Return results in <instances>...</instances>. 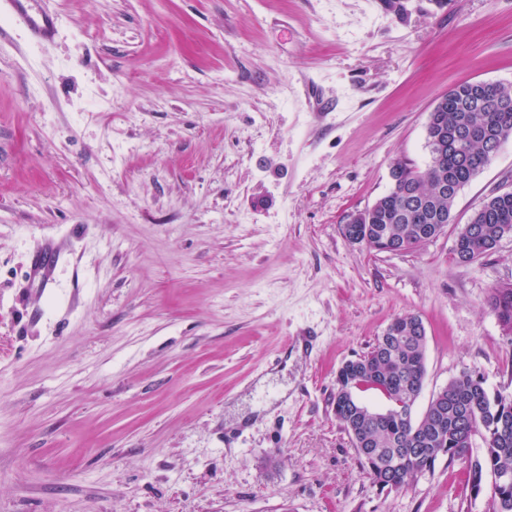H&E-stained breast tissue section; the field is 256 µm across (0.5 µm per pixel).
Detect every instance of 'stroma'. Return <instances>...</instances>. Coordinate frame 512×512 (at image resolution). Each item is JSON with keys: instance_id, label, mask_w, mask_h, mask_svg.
I'll list each match as a JSON object with an SVG mask.
<instances>
[{"instance_id": "obj_1", "label": "stroma", "mask_w": 512, "mask_h": 512, "mask_svg": "<svg viewBox=\"0 0 512 512\" xmlns=\"http://www.w3.org/2000/svg\"><path fill=\"white\" fill-rule=\"evenodd\" d=\"M0 16V512H487L467 465L379 490L336 372L396 317L426 328L413 407L462 372L512 393L489 304L512 236L457 227L512 191V140L405 253L342 228L430 161L465 81L512 83V0H47ZM65 258L54 288L29 256ZM42 0H1L0 13L11 16L15 26L27 31L30 39L36 43H52L56 31V18L40 6ZM506 233L512 235V192L487 197L468 223L459 225L455 243L461 253L477 260L491 252Z\"/></svg>"}]
</instances>
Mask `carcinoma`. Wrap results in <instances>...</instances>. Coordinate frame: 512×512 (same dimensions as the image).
<instances>
[{
    "instance_id": "cac0c4a2",
    "label": "carcinoma",
    "mask_w": 512,
    "mask_h": 512,
    "mask_svg": "<svg viewBox=\"0 0 512 512\" xmlns=\"http://www.w3.org/2000/svg\"><path fill=\"white\" fill-rule=\"evenodd\" d=\"M498 96L476 99L474 83L463 82L446 93L447 102L430 112L432 123L448 132L461 120L505 142L512 138V85H496ZM430 163L419 168L398 160L390 170L391 188L376 200L369 230L375 240L388 239L410 251L426 237L453 222L458 192L483 170L499 148L482 139L438 151L427 143ZM454 184L439 194L437 176ZM512 235V192L486 198L458 227L455 243L474 259L491 252ZM490 305L502 327L512 332V286L492 290ZM426 330L416 315L394 325L363 356L344 362L336 373L333 399L336 419L349 434L358 459L373 485L404 489L438 459L468 463L474 496L488 493V512H512V394L492 390L484 377L468 371L448 382L419 419L413 406L426 378ZM377 390L389 406L375 411L355 392ZM482 442L473 454L475 439Z\"/></svg>"
}]
</instances>
